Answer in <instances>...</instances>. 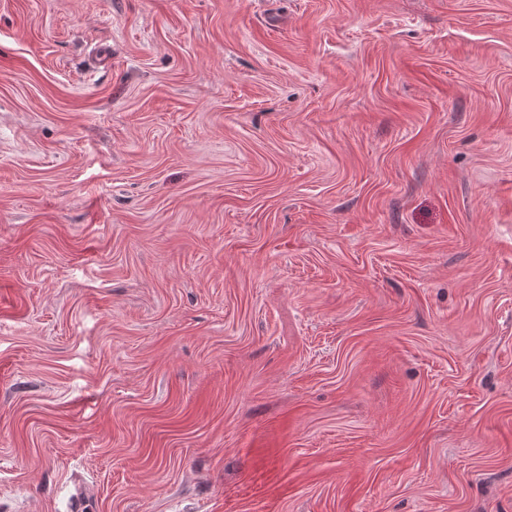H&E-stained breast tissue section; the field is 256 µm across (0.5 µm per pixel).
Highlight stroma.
<instances>
[{"mask_svg":"<svg viewBox=\"0 0 512 512\" xmlns=\"http://www.w3.org/2000/svg\"><path fill=\"white\" fill-rule=\"evenodd\" d=\"M77 479L512 512V0H0V512Z\"/></svg>","mask_w":512,"mask_h":512,"instance_id":"stroma-1","label":"stroma"}]
</instances>
